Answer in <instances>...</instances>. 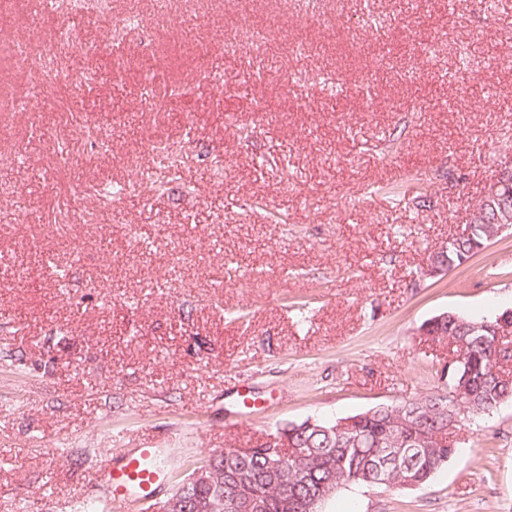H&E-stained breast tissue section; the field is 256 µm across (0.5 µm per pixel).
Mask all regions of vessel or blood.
Instances as JSON below:
<instances>
[{
  "label": "vessel or blood",
  "instance_id": "b4317fda",
  "mask_svg": "<svg viewBox=\"0 0 512 512\" xmlns=\"http://www.w3.org/2000/svg\"><path fill=\"white\" fill-rule=\"evenodd\" d=\"M167 483L168 466L159 449L125 448L87 493L109 512H151Z\"/></svg>",
  "mask_w": 512,
  "mask_h": 512
}]
</instances>
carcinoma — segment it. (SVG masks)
I'll return each instance as SVG.
<instances>
[{"label":"carcinoma","mask_w":512,"mask_h":512,"mask_svg":"<svg viewBox=\"0 0 512 512\" xmlns=\"http://www.w3.org/2000/svg\"><path fill=\"white\" fill-rule=\"evenodd\" d=\"M512 224V195L507 200L483 199L473 212L470 233L453 237L435 249L430 260L456 268L497 238L498 225ZM473 321L458 313L431 321L428 338L452 340L463 360L450 369L449 380L463 384L471 396L472 414H490L512 398V380L494 370L507 357L512 338L491 327L499 318ZM448 396L432 393L399 404H380L354 415L349 430L337 421H304L288 434L282 463L273 467L257 448L226 449L207 460L209 481L179 484L172 497L184 501L181 512H196L195 503L210 502L212 512H321L322 505L349 486L406 489L425 484L454 454L448 439Z\"/></svg>","instance_id":"carcinoma-1"}]
</instances>
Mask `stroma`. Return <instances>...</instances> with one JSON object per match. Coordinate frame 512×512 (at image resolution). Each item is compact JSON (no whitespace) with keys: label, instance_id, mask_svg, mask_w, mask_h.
<instances>
[{"label":"stroma","instance_id":"35a3bbf8","mask_svg":"<svg viewBox=\"0 0 512 512\" xmlns=\"http://www.w3.org/2000/svg\"><path fill=\"white\" fill-rule=\"evenodd\" d=\"M130 16L168 33L114 53ZM18 35L57 42L63 88L0 112V512H102L85 487L124 448L163 449L173 483L445 391L422 324L512 311V234L422 274L512 163V0H112ZM456 438L426 484L322 512H512V400Z\"/></svg>","mask_w":512,"mask_h":512}]
</instances>
